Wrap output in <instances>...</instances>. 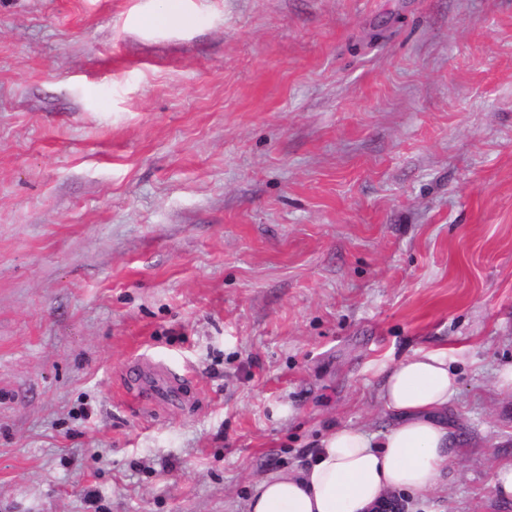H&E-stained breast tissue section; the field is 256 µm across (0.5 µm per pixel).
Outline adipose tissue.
<instances>
[{"mask_svg":"<svg viewBox=\"0 0 512 512\" xmlns=\"http://www.w3.org/2000/svg\"><path fill=\"white\" fill-rule=\"evenodd\" d=\"M378 375V398L395 416L388 431L337 426L305 466L259 479L246 512H372L391 492L432 490L448 461L458 372L447 351L420 349L380 363Z\"/></svg>","mask_w":512,"mask_h":512,"instance_id":"1","label":"adipose tissue"}]
</instances>
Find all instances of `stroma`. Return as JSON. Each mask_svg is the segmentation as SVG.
I'll return each instance as SVG.
<instances>
[{"instance_id":"stroma-1","label":"stroma","mask_w":512,"mask_h":512,"mask_svg":"<svg viewBox=\"0 0 512 512\" xmlns=\"http://www.w3.org/2000/svg\"><path fill=\"white\" fill-rule=\"evenodd\" d=\"M161 6L0 0V512H244L422 348L462 441L399 501L512 512V0ZM126 379L135 389L139 403L144 408L157 401L182 403L184 400L182 390L185 379L149 358L136 359L127 368Z\"/></svg>"}]
</instances>
